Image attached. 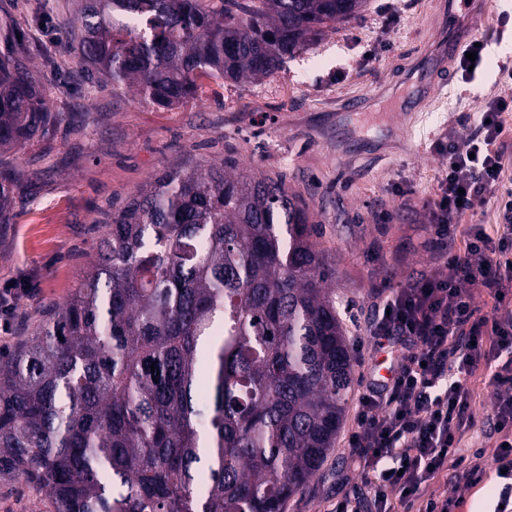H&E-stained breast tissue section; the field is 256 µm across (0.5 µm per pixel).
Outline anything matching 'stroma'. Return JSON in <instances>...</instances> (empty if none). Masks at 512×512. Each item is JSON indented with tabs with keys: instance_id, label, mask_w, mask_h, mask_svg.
<instances>
[{
	"instance_id": "obj_1",
	"label": "stroma",
	"mask_w": 512,
	"mask_h": 512,
	"mask_svg": "<svg viewBox=\"0 0 512 512\" xmlns=\"http://www.w3.org/2000/svg\"><path fill=\"white\" fill-rule=\"evenodd\" d=\"M79 2L21 0L17 14L15 32L31 51L48 105L82 114L83 122L80 131L56 130L8 156L26 193L12 223L0 225V289L20 291L12 315H0V348L19 346L70 298L105 213L173 164L230 158L244 173L285 178L308 205L318 247L335 270L331 286L352 354V392L362 393L383 356L367 330L384 286L435 265L423 207L442 170L434 144L450 137L465 143L475 126L461 124V116L479 112L487 96L512 93L498 81L500 64L512 65V0H491L474 23L473 38H490L475 80L464 83L452 70L429 106L411 96L407 108L420 114L412 126L398 112H355L340 124L336 106L372 86L399 88L401 73L431 44L438 0H398L397 25L388 23L384 0H370L360 17L326 30L272 76L238 83L203 78L196 98L173 108L77 79L72 56L61 69L47 67L56 19L75 15ZM379 31L389 49L367 59ZM471 389L476 425L462 452L482 451L484 472L456 488L445 471L431 489L452 498L451 512H493L503 484L494 462L499 437L488 425L493 398L482 381ZM353 419V408H346L319 476L288 499L284 512H332L337 499L353 494L358 476L347 451Z\"/></svg>"
}]
</instances>
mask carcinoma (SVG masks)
I'll return each instance as SVG.
<instances>
[{
	"label": "carcinoma",
	"mask_w": 512,
	"mask_h": 512,
	"mask_svg": "<svg viewBox=\"0 0 512 512\" xmlns=\"http://www.w3.org/2000/svg\"><path fill=\"white\" fill-rule=\"evenodd\" d=\"M367 3L83 0L55 54L171 108L201 77L273 75ZM0 11L2 156L72 115L49 109ZM18 193L0 162V224ZM317 234L283 179L230 159L165 168L112 212L65 305L0 351V480L55 512H283L353 383Z\"/></svg>",
	"instance_id": "carcinoma-1"
}]
</instances>
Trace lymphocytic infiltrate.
<instances>
[{
  "label": "lymphocytic infiltrate",
  "instance_id": "lymphocytic-infiltrate-1",
  "mask_svg": "<svg viewBox=\"0 0 512 512\" xmlns=\"http://www.w3.org/2000/svg\"><path fill=\"white\" fill-rule=\"evenodd\" d=\"M511 113L512 96L488 97L465 145H435L445 165L440 192L424 208L435 238L463 246L432 273L388 289L376 309L370 334L390 349L393 373L358 398L347 447L361 487L333 512H448V500L427 491L447 467L469 482L481 470V452L460 453L475 425L468 383L481 371L501 436L496 462L512 475V179L503 139ZM489 204L493 227L462 225ZM479 292L492 298L491 315L476 306Z\"/></svg>",
  "mask_w": 512,
  "mask_h": 512
}]
</instances>
